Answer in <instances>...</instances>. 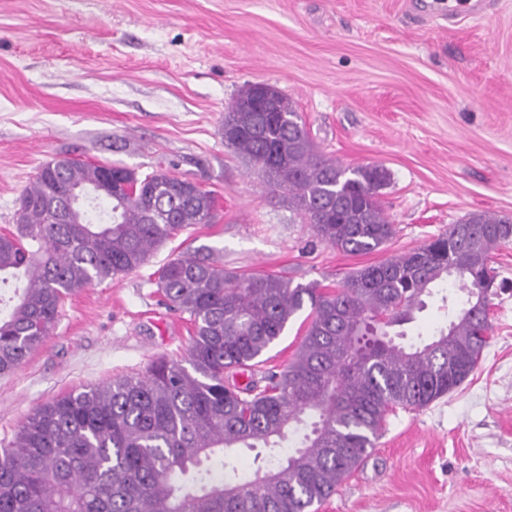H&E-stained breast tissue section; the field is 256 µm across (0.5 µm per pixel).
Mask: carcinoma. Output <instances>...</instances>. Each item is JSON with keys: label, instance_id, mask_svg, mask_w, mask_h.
Listing matches in <instances>:
<instances>
[{"label": "carcinoma", "instance_id": "carcinoma-1", "mask_svg": "<svg viewBox=\"0 0 512 512\" xmlns=\"http://www.w3.org/2000/svg\"><path fill=\"white\" fill-rule=\"evenodd\" d=\"M257 123L252 113L224 144L288 192L317 239L348 254L380 251L395 229L378 189V165L342 167L318 155L283 93ZM105 165L44 162L20 198L14 230L0 234V287L14 302L0 314V375L41 347L64 300L146 265L179 232L215 218L212 192L157 170L119 165L121 195L107 211L70 203L97 188ZM422 246L358 268L333 288L278 274L224 268L210 247L155 272L170 309L189 315L182 361L159 358L40 405L0 448V512H313L375 447L386 418L421 410L459 387L488 345L493 251L512 242V218L472 213ZM465 293L448 324L404 345L389 329L415 319L423 297L449 278ZM308 311L304 336L280 370L261 357ZM300 443L280 457L289 433ZM263 448L242 479L226 452Z\"/></svg>", "mask_w": 512, "mask_h": 512}]
</instances>
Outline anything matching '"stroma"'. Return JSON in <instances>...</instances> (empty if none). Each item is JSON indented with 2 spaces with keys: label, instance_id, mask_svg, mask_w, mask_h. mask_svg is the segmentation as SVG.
<instances>
[{
  "label": "stroma",
  "instance_id": "35a3bbf8",
  "mask_svg": "<svg viewBox=\"0 0 512 512\" xmlns=\"http://www.w3.org/2000/svg\"><path fill=\"white\" fill-rule=\"evenodd\" d=\"M249 83L277 87L318 153L383 166L396 234L352 255L319 242L224 144ZM54 158L163 169L198 181L219 218L180 232L138 271L65 299L46 342L0 376V448L41 404L182 359L191 325L154 273L206 246L228 269L332 288L468 214L512 215V0L449 16L445 0H0V233ZM505 292L473 374L421 410L391 412L372 453L318 512H512V244L493 255ZM434 288L406 342L448 322Z\"/></svg>",
  "mask_w": 512,
  "mask_h": 512
}]
</instances>
